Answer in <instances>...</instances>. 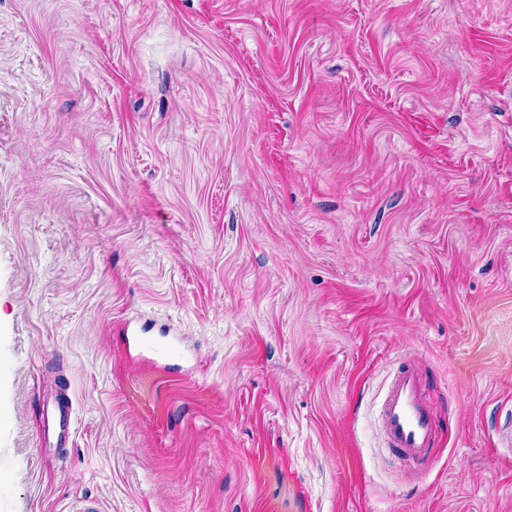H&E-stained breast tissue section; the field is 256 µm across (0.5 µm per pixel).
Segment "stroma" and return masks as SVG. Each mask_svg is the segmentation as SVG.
<instances>
[{"label": "stroma", "mask_w": 512, "mask_h": 512, "mask_svg": "<svg viewBox=\"0 0 512 512\" xmlns=\"http://www.w3.org/2000/svg\"><path fill=\"white\" fill-rule=\"evenodd\" d=\"M510 423L512 0H0V512H512ZM435 405L427 383L412 360L400 361L379 409V428L393 452L428 466L441 441Z\"/></svg>", "instance_id": "stroma-1"}]
</instances>
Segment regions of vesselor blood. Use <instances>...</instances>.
Returning a JSON list of instances; mask_svg holds the SVG:
<instances>
[{
    "instance_id": "obj_1",
    "label": "vessel or blood",
    "mask_w": 512,
    "mask_h": 512,
    "mask_svg": "<svg viewBox=\"0 0 512 512\" xmlns=\"http://www.w3.org/2000/svg\"><path fill=\"white\" fill-rule=\"evenodd\" d=\"M385 443L403 459L428 466L441 441L435 405L414 361L400 362L379 409Z\"/></svg>"
}]
</instances>
